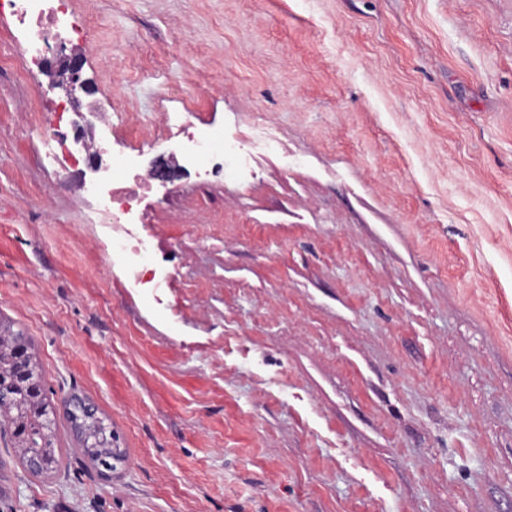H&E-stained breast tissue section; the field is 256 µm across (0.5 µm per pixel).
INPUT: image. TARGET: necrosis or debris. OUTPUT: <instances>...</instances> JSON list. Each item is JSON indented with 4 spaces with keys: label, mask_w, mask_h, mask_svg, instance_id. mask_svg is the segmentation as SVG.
<instances>
[{
    "label": "necrosis or debris",
    "mask_w": 512,
    "mask_h": 512,
    "mask_svg": "<svg viewBox=\"0 0 512 512\" xmlns=\"http://www.w3.org/2000/svg\"><path fill=\"white\" fill-rule=\"evenodd\" d=\"M14 18L22 35L21 61L25 70L46 69L54 60L57 47L72 44L80 48L86 41L68 8V0H0V16ZM49 157L62 171L80 162H92L89 174L73 180L71 191L95 198L99 212L117 229L112 235V257L122 263L133 287H158V280H143L141 273L151 261V244L139 233L138 202L152 189L153 174L140 170L133 155L114 158L111 166L98 164L96 142L72 151L57 125L47 124L41 136ZM157 150L180 157L187 165H197L213 155L224 153V136L215 134L170 135L155 141Z\"/></svg>",
    "instance_id": "necrosis-or-debris-1"
}]
</instances>
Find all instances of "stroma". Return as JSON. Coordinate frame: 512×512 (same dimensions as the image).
Here are the masks:
<instances>
[{
  "label": "stroma",
  "instance_id": "obj_1",
  "mask_svg": "<svg viewBox=\"0 0 512 512\" xmlns=\"http://www.w3.org/2000/svg\"><path fill=\"white\" fill-rule=\"evenodd\" d=\"M160 301L59 186L0 18V331L59 469L0 436V512H512V0H70ZM191 112L216 176L152 146ZM112 427L72 451L67 399ZM5 344L9 346L14 373V378L25 379L26 383L37 390L42 389L41 376L37 369H33L32 360L28 355V341L25 336L17 334L15 336H0V347ZM78 447L93 460L112 458V430L101 420L84 422L81 437H76Z\"/></svg>",
  "mask_w": 512,
  "mask_h": 512
}]
</instances>
